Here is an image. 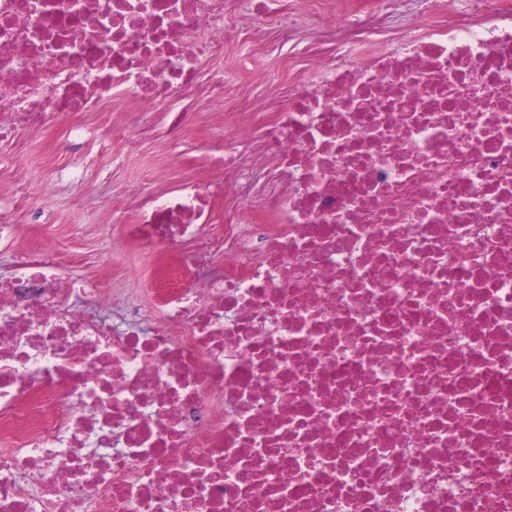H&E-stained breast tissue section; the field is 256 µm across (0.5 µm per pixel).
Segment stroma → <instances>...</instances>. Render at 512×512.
Instances as JSON below:
<instances>
[{
	"label": "stroma",
	"mask_w": 512,
	"mask_h": 512,
	"mask_svg": "<svg viewBox=\"0 0 512 512\" xmlns=\"http://www.w3.org/2000/svg\"><path fill=\"white\" fill-rule=\"evenodd\" d=\"M282 36L281 16L271 11L254 19L244 42L226 43L223 57L209 62V70L223 72L227 93L218 105L205 85L188 90L187 100L202 118L186 135L189 161L173 170V179L208 180L207 148L224 136L223 112L255 104L270 116L295 91L301 65L281 51ZM149 120L156 133L135 149L128 136L113 131L104 111L76 135L57 127L11 148L15 166L0 171V207L12 213L22 233L15 250L0 249V277L12 273L16 250L56 254L75 280L120 292L142 307L153 303V258L132 248L112 249L113 212L131 211L134 202L152 195L157 186L149 173L166 160L162 112L150 113ZM64 141L69 148L62 152Z\"/></svg>",
	"instance_id": "stroma-1"
}]
</instances>
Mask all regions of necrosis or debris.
Here are the masks:
<instances>
[{
  "label": "necrosis or debris",
  "mask_w": 512,
  "mask_h": 512,
  "mask_svg": "<svg viewBox=\"0 0 512 512\" xmlns=\"http://www.w3.org/2000/svg\"><path fill=\"white\" fill-rule=\"evenodd\" d=\"M269 0H0V143L165 108ZM355 0L207 187L113 213L150 309L0 278V512H512V0ZM273 190L262 220L255 178ZM223 197V209L212 205Z\"/></svg>",
  "instance_id": "obj_1"
}]
</instances>
